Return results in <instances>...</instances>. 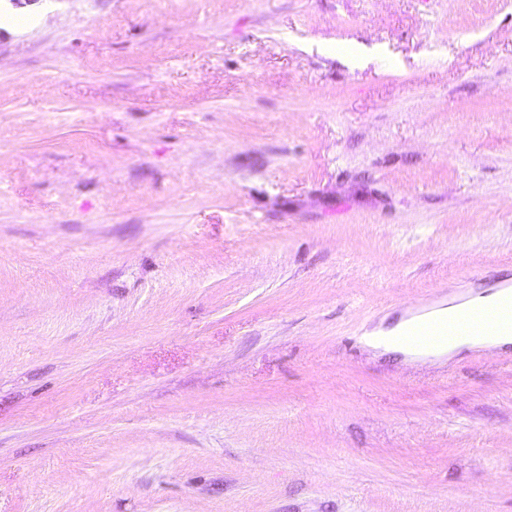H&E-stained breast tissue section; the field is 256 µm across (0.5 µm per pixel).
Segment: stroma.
I'll list each match as a JSON object with an SVG mask.
<instances>
[{
  "mask_svg": "<svg viewBox=\"0 0 512 512\" xmlns=\"http://www.w3.org/2000/svg\"><path fill=\"white\" fill-rule=\"evenodd\" d=\"M0 13V512H512V0ZM484 311H473L468 317L456 320L457 313L427 324L415 336H410L413 343L428 344L451 340L456 330L466 328L476 336L489 337L512 332V297L494 303L489 307H478ZM418 317H413L409 320L401 322L396 327L389 331L381 332L376 336H370V344L375 348H381L384 350H401L405 353L413 355L415 357H430L437 356L445 353L460 352L464 349H475V348H501L512 344V335L499 336L489 340H476L470 336H460L453 342L448 344L447 347L441 348H430V349H408L403 348L397 344L399 335L405 330L411 323H413Z\"/></svg>",
  "mask_w": 512,
  "mask_h": 512,
  "instance_id": "obj_1",
  "label": "stroma"
}]
</instances>
